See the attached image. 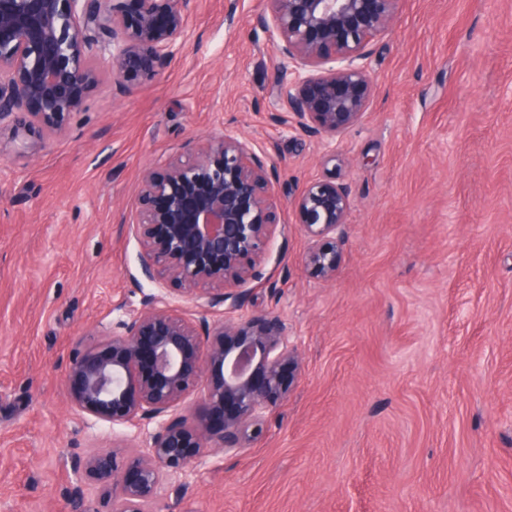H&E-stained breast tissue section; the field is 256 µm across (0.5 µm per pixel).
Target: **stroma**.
Returning <instances> with one entry per match:
<instances>
[{
	"label": "stroma",
	"mask_w": 512,
	"mask_h": 512,
	"mask_svg": "<svg viewBox=\"0 0 512 512\" xmlns=\"http://www.w3.org/2000/svg\"><path fill=\"white\" fill-rule=\"evenodd\" d=\"M263 9L189 0L161 77L104 80L66 137L0 160V512H112L85 457L160 423L76 411L69 367L160 297L197 321L280 319L302 372L251 448L210 451L157 512H512V0H402L331 156L277 120ZM229 125L277 170L285 229L240 305L205 310L142 276L133 223L142 174ZM313 178L351 195L330 281L294 206Z\"/></svg>",
	"instance_id": "stroma-1"
}]
</instances>
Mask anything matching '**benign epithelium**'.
I'll list each match as a JSON object with an SVG mask.
<instances>
[{"instance_id": "1", "label": "benign epithelium", "mask_w": 512, "mask_h": 512, "mask_svg": "<svg viewBox=\"0 0 512 512\" xmlns=\"http://www.w3.org/2000/svg\"><path fill=\"white\" fill-rule=\"evenodd\" d=\"M402 0H267L258 22L278 48L273 90L290 130L330 147L374 94L367 46L389 32ZM188 29L187 0H0V158L30 157L65 135L102 80L156 78ZM275 171L233 129L159 172L145 171L134 223L141 272L204 306L241 302L262 279L254 258L270 246L281 196ZM310 240L305 264L322 279L343 261L348 187L308 181L295 200ZM77 411L113 425L162 420L149 445L87 457L83 471L116 512H152L159 488L214 448L243 451L301 375L278 319L197 323L162 302L101 342L84 340L71 364ZM203 410L170 413L202 378Z\"/></svg>"}]
</instances>
